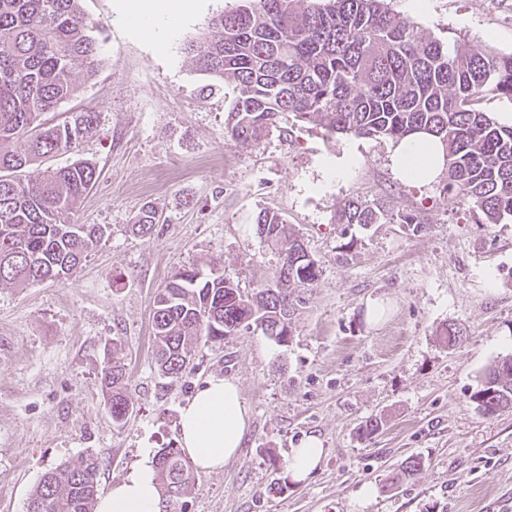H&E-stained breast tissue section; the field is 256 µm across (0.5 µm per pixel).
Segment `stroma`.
Here are the masks:
<instances>
[{
    "label": "stroma",
    "mask_w": 512,
    "mask_h": 512,
    "mask_svg": "<svg viewBox=\"0 0 512 512\" xmlns=\"http://www.w3.org/2000/svg\"><path fill=\"white\" fill-rule=\"evenodd\" d=\"M392 12L450 45L463 38L512 52V0H386ZM100 25L101 64L78 95L47 120L92 112L97 125L70 152L25 168L83 160L100 177L76 205L78 224L106 237L62 284L0 287V512H26L43 473L92 453L108 492L163 445L179 447V413L213 376L234 379L249 413L236 458L197 473L171 512H512V409L480 415L470 400L484 372L512 355V220L478 224L448 204L443 180L403 179L389 140L312 126L270 133L244 148L225 134L232 84L209 83L186 52L211 20L238 0H200L165 47L120 21L121 0H82ZM354 149L357 165L328 177L324 158ZM382 200L420 213L405 224L343 228L348 198ZM153 234L131 226L144 205ZM279 212L299 232L322 275L305 290L288 344L250 326L218 346L198 345L182 377H161L153 359L154 296L179 267L219 260L242 291L272 282L280 266L253 222ZM459 326L448 347L440 330ZM129 375L134 412L115 424L100 387L106 361ZM372 417L384 427L360 435ZM321 440L313 474L293 481L288 452ZM419 474L390 484L407 457ZM283 483V491L273 483ZM371 485V498L359 495Z\"/></svg>",
    "instance_id": "35a3bbf8"
}]
</instances>
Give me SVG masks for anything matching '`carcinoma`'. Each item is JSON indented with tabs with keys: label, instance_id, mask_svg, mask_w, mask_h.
<instances>
[{
	"label": "carcinoma",
	"instance_id": "cac0c4a2",
	"mask_svg": "<svg viewBox=\"0 0 512 512\" xmlns=\"http://www.w3.org/2000/svg\"><path fill=\"white\" fill-rule=\"evenodd\" d=\"M215 34L188 43L200 71L234 84L224 128L253 146L289 114L323 138L351 134L398 142L415 133L437 137L444 148L448 202L466 205L477 224L512 218V125L483 110L489 96L512 101V53L467 42L448 49L384 0H240L213 20ZM81 0H0V286L63 283L107 233L105 224H75L76 203L99 177L76 161L49 167L30 184L14 176L59 151H73L93 129L92 112L49 126L43 115L78 94L76 64L86 78L98 72L100 46ZM26 138L25 149L13 145ZM410 224L414 211L385 202L346 200L336 223L347 227ZM157 214L145 207L132 230L152 234ZM255 230L277 250L275 281L245 296L216 262L175 270L154 300L152 328L158 372L175 379L199 341L222 344L241 326L255 325L278 343L293 336L299 293L321 277L292 225L264 209ZM101 390L115 423L133 412L124 365L101 372ZM471 401L484 416L512 408V356L484 372ZM161 503L171 506L194 486L191 462L169 445L156 454ZM100 463L93 454L46 471L32 490L27 512H95Z\"/></svg>",
	"mask_w": 512,
	"mask_h": 512
}]
</instances>
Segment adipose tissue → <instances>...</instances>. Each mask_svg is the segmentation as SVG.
<instances>
[{
  "mask_svg": "<svg viewBox=\"0 0 512 512\" xmlns=\"http://www.w3.org/2000/svg\"><path fill=\"white\" fill-rule=\"evenodd\" d=\"M195 7L196 0H130L127 18L150 38L154 20H165L173 28ZM392 163L407 180L434 181L442 171V146L427 135L405 138L395 145ZM248 426L249 415L237 383L228 377H214L181 411V448L197 469L218 471L236 456ZM96 512H160V491L150 460H143L100 497Z\"/></svg>",
  "mask_w": 512,
  "mask_h": 512,
  "instance_id": "obj_1",
  "label": "adipose tissue"
}]
</instances>
